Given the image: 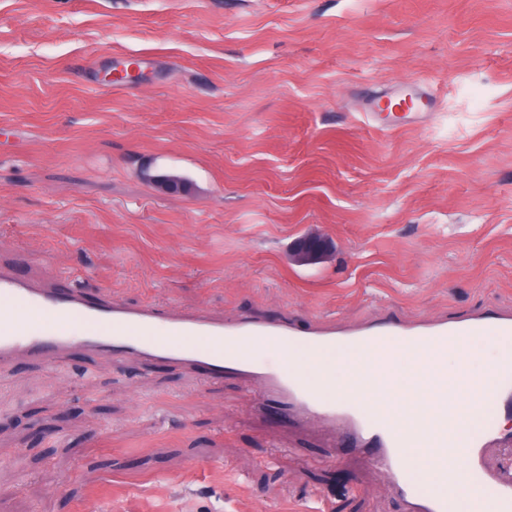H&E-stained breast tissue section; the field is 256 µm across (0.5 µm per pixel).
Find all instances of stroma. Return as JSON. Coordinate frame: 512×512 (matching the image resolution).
Here are the masks:
<instances>
[{
	"label": "stroma",
	"instance_id": "1",
	"mask_svg": "<svg viewBox=\"0 0 512 512\" xmlns=\"http://www.w3.org/2000/svg\"><path fill=\"white\" fill-rule=\"evenodd\" d=\"M420 81L430 116L367 121ZM0 267L311 328L512 315V0H0ZM103 506L405 512L344 432L237 375L1 365L0 512Z\"/></svg>",
	"mask_w": 512,
	"mask_h": 512
}]
</instances>
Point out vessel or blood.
I'll list each match as a JSON object with an SVG mask.
<instances>
[{
	"label": "vessel or blood",
	"mask_w": 512,
	"mask_h": 512,
	"mask_svg": "<svg viewBox=\"0 0 512 512\" xmlns=\"http://www.w3.org/2000/svg\"><path fill=\"white\" fill-rule=\"evenodd\" d=\"M22 312L36 313L38 322L19 325L16 317ZM466 336H512V315H481L452 323L390 320L342 332L310 331L281 319L227 321L202 311L162 317L150 306L98 304L76 290L38 286L0 269V363L21 352L39 356L82 347L145 363L182 364L211 380L229 373L247 377L262 394L273 396L296 416L317 414L341 423L354 447L389 473L406 512H465V499L475 487L492 495L495 512H512V472L490 470L483 463L486 448L502 441L495 420H487L475 435L459 431L421 443L377 407L331 394L305 366L288 361L279 369L261 371L231 347L261 339L290 359L318 357L342 347L380 353L388 344L398 343L425 347L435 370L444 371L449 346ZM493 377L498 388L496 411L512 413V356L502 359ZM451 442L463 448L469 476L454 494L445 495L408 469L404 455L407 448L420 443L444 448Z\"/></svg>",
	"instance_id": "1"
}]
</instances>
